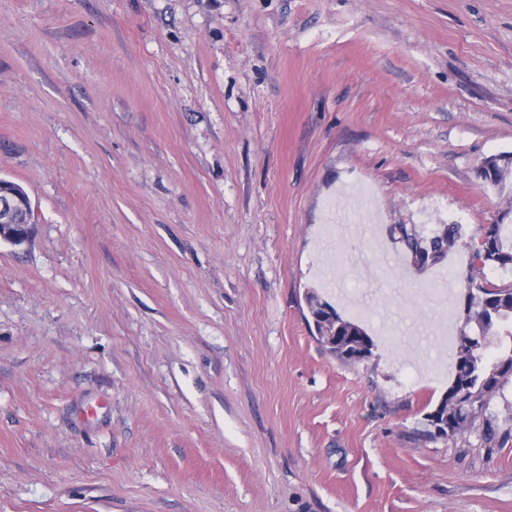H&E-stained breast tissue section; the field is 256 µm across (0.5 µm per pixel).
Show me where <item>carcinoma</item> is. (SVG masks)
I'll return each instance as SVG.
<instances>
[{"label": "carcinoma", "instance_id": "cac0c4a2", "mask_svg": "<svg viewBox=\"0 0 512 512\" xmlns=\"http://www.w3.org/2000/svg\"><path fill=\"white\" fill-rule=\"evenodd\" d=\"M391 234L398 236L420 269L442 263L466 236L460 224L444 225L429 234L419 233L413 224H397ZM469 246L470 262L460 279L465 285L463 310L474 317L462 320L453 379L421 425L433 437L435 420L448 415V431L442 435L446 439L480 420L483 440L502 445L512 438V427L500 428L489 409L492 398L512 377V282L498 284L488 273L512 271V233L499 223L488 224L470 237ZM308 304L318 340L336 358L355 363L372 355L373 340L362 327L313 295ZM492 336L497 337L494 344Z\"/></svg>", "mask_w": 512, "mask_h": 512}]
</instances>
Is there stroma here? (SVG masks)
I'll list each match as a JSON object with an SVG mask.
<instances>
[{"mask_svg": "<svg viewBox=\"0 0 512 512\" xmlns=\"http://www.w3.org/2000/svg\"><path fill=\"white\" fill-rule=\"evenodd\" d=\"M499 154L512 0H0V512H512L390 236L512 224ZM0 184V240L14 244L25 242L29 235L31 202L28 196L2 191ZM308 304L318 340L336 358L355 363L372 355L373 340L362 327L313 295L308 297Z\"/></svg>", "mask_w": 512, "mask_h": 512, "instance_id": "obj_1", "label": "stroma"}]
</instances>
